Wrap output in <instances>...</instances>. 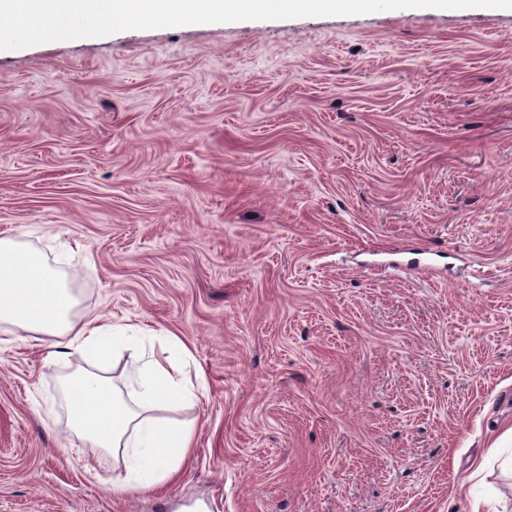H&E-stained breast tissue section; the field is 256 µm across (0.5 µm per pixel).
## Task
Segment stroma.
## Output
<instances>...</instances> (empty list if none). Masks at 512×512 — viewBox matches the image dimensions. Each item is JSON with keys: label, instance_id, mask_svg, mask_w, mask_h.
Here are the masks:
<instances>
[{"label": "stroma", "instance_id": "obj_1", "mask_svg": "<svg viewBox=\"0 0 512 512\" xmlns=\"http://www.w3.org/2000/svg\"><path fill=\"white\" fill-rule=\"evenodd\" d=\"M0 233L204 389L162 489L67 426L93 369L0 326V512H470L512 421V10L0 51Z\"/></svg>", "mask_w": 512, "mask_h": 512}]
</instances>
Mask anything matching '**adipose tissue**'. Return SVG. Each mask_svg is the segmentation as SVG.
<instances>
[{
    "label": "adipose tissue",
    "instance_id": "1",
    "mask_svg": "<svg viewBox=\"0 0 512 512\" xmlns=\"http://www.w3.org/2000/svg\"><path fill=\"white\" fill-rule=\"evenodd\" d=\"M73 297L48 257L0 237V323L21 330L41 345L77 350L107 364L114 353L135 347L139 337L102 316L72 315ZM70 427L86 447L111 452L123 466L122 487L160 488L182 470L194 440L192 427L161 412L197 402L182 365L154 358L115 383L104 374L79 372L64 382Z\"/></svg>",
    "mask_w": 512,
    "mask_h": 512
}]
</instances>
